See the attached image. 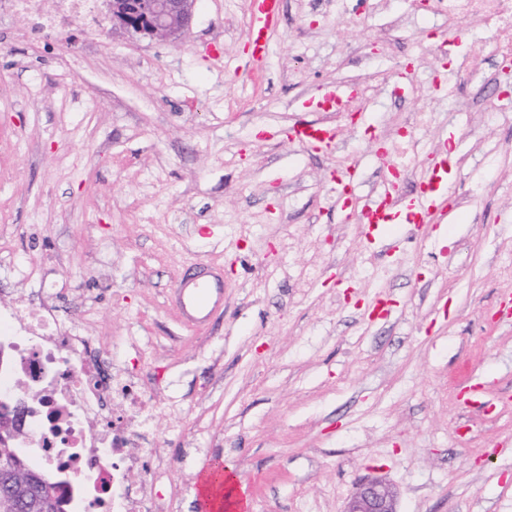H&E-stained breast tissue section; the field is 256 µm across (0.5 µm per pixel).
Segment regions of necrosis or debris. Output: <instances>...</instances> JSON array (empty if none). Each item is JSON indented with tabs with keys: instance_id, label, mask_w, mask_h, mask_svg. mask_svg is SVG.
<instances>
[{
	"instance_id": "obj_1",
	"label": "necrosis or debris",
	"mask_w": 512,
	"mask_h": 512,
	"mask_svg": "<svg viewBox=\"0 0 512 512\" xmlns=\"http://www.w3.org/2000/svg\"><path fill=\"white\" fill-rule=\"evenodd\" d=\"M433 8L487 30L465 55L466 69L478 73L512 59V0H435ZM4 14L25 17L35 38L75 22L101 23L97 0H57L51 12L42 0H0ZM2 334L15 337L16 349L13 369L0 370V399L16 397L26 385L40 388L28 441L38 467L61 476L68 506L74 512H174L173 502L155 491L166 462L145 453L160 412L145 385L114 367L80 325L61 322L49 292L0 310Z\"/></svg>"
}]
</instances>
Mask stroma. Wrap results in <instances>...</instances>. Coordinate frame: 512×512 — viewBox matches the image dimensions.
<instances>
[{
	"label": "stroma",
	"mask_w": 512,
	"mask_h": 512,
	"mask_svg": "<svg viewBox=\"0 0 512 512\" xmlns=\"http://www.w3.org/2000/svg\"><path fill=\"white\" fill-rule=\"evenodd\" d=\"M249 14L250 0H197L177 42L0 24V309L46 281L148 379L176 512H198V466L217 457L250 512H342L370 478L399 512H512L497 452L512 442V94L495 65L461 67L481 28L413 0H282L253 67ZM350 83V111L323 115L335 148L271 139ZM443 149L447 223L366 245L334 175L359 163L364 198L403 159L413 193ZM215 268L224 303L191 327L174 278ZM465 380L481 388L467 413Z\"/></svg>",
	"instance_id": "1"
}]
</instances>
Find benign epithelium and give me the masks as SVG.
I'll list each match as a JSON object with an SVG mask.
<instances>
[{
  "label": "benign epithelium",
  "instance_id": "benign-epithelium-1",
  "mask_svg": "<svg viewBox=\"0 0 512 512\" xmlns=\"http://www.w3.org/2000/svg\"><path fill=\"white\" fill-rule=\"evenodd\" d=\"M196 0H111L112 23L131 36L143 35L178 40L190 27ZM24 432L20 412L0 413V476L30 480L32 472L20 463L10 448ZM0 512H20L15 489L0 491ZM343 512H398L397 495L378 479L358 484Z\"/></svg>",
  "mask_w": 512,
  "mask_h": 512
}]
</instances>
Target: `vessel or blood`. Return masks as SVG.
<instances>
[{
    "instance_id": "obj_1",
    "label": "vessel or blood",
    "mask_w": 512,
    "mask_h": 512,
    "mask_svg": "<svg viewBox=\"0 0 512 512\" xmlns=\"http://www.w3.org/2000/svg\"><path fill=\"white\" fill-rule=\"evenodd\" d=\"M249 19L250 57L261 62L271 51L270 35L278 25L282 0H252ZM357 85L329 87L313 101L319 112L338 111L345 102L358 95ZM277 138L315 150H328L336 143V128L320 121L301 122L277 131ZM453 164L447 152L433 155L419 192L407 195L392 179H385L378 193L354 207V184L359 179L358 168L348 169L336 181V200L346 213L357 216L364 226L366 241H373L380 225L402 222L405 224H442L448 219V177ZM178 301L197 305L209 300L205 285L193 277L179 278L175 285ZM223 459L212 462L209 476L198 477L196 498L198 512H219L218 495L222 491Z\"/></svg>"
}]
</instances>
